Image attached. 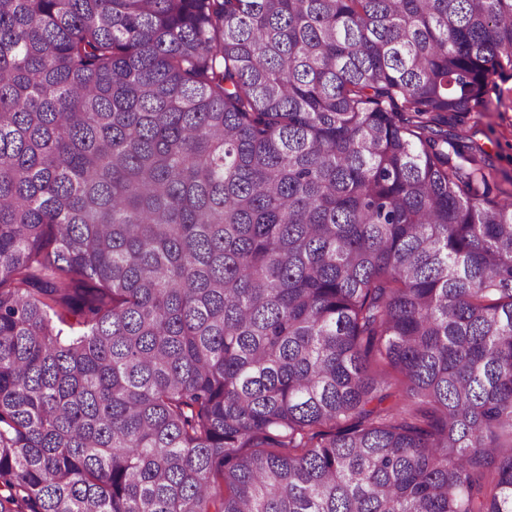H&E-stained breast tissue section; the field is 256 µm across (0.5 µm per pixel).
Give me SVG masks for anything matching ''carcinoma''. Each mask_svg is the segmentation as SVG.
I'll return each mask as SVG.
<instances>
[{"instance_id": "carcinoma-1", "label": "carcinoma", "mask_w": 512, "mask_h": 512, "mask_svg": "<svg viewBox=\"0 0 512 512\" xmlns=\"http://www.w3.org/2000/svg\"><path fill=\"white\" fill-rule=\"evenodd\" d=\"M507 72L512 0H0V512H512V199L432 129Z\"/></svg>"}]
</instances>
